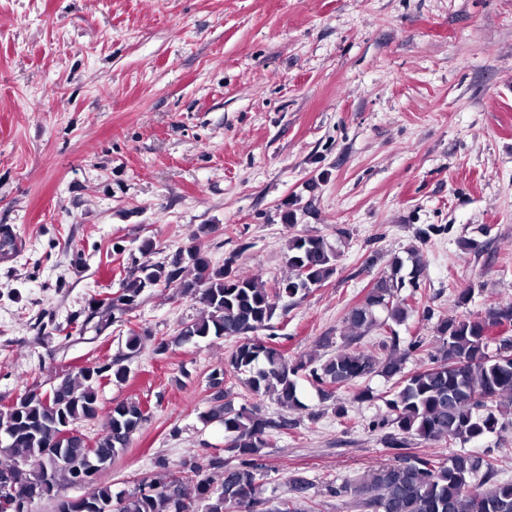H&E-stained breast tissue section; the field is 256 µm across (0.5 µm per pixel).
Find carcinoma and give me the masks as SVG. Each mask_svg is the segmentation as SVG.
Returning a JSON list of instances; mask_svg holds the SVG:
<instances>
[{
    "label": "carcinoma",
    "instance_id": "carcinoma-1",
    "mask_svg": "<svg viewBox=\"0 0 512 512\" xmlns=\"http://www.w3.org/2000/svg\"><path fill=\"white\" fill-rule=\"evenodd\" d=\"M338 251L320 237L293 235L288 238L284 259L292 276L274 291L255 278L232 273L228 265L216 267L200 247L191 244L170 259L144 262L120 282L112 312L124 313L146 288L175 286L203 305L201 315L186 323L175 337L189 342L208 336L237 340L224 366L210 375L217 386L228 374H247L257 396L271 394L286 411L303 407L299 380L318 388L323 398L342 387L374 375L395 380L392 398L386 400L390 432L384 444L394 462L375 468L361 482L345 480L326 485L334 497H344L360 512H512V481L499 476V458L486 453L475 456L465 449L444 456L438 452H406L409 440L446 441L465 445L502 429L496 414L498 402L512 397V336L499 329L512 323V303L489 307L484 314L445 319L435 327V336L409 342L400 348L392 328L406 320L413 307L401 295L405 288L420 287L424 268L420 249L397 258L391 272L381 275L364 300L352 307L345 322L357 331L336 354L318 366L294 363L287 353L257 332L270 328L283 298H295L321 286L335 271ZM385 329L382 346L392 353L378 357L353 347L373 329ZM430 350L429 363L405 372L407 358L421 348ZM126 377L117 361L102 362L72 377L67 375L44 393L30 392L16 403L0 409V477L18 466L24 490L49 494L64 481L90 485V497L72 498L57 512H266L262 505L261 474L256 464L265 446L267 430L288 425L271 421L231 402L214 403L203 419L224 428L233 461L220 456L205 465L184 462L192 472L206 468L222 476L219 483L203 478L187 493V481L170 475L132 492L115 493L108 485H92L91 464L102 465L129 447L132 436L145 421L141 405L121 401L112 406L107 425L88 449L77 425L99 416L101 380ZM62 431L70 435L61 440ZM61 453V464L48 473L46 453ZM313 483L293 479L294 495L273 512H309L308 491Z\"/></svg>",
    "mask_w": 512,
    "mask_h": 512
}]
</instances>
